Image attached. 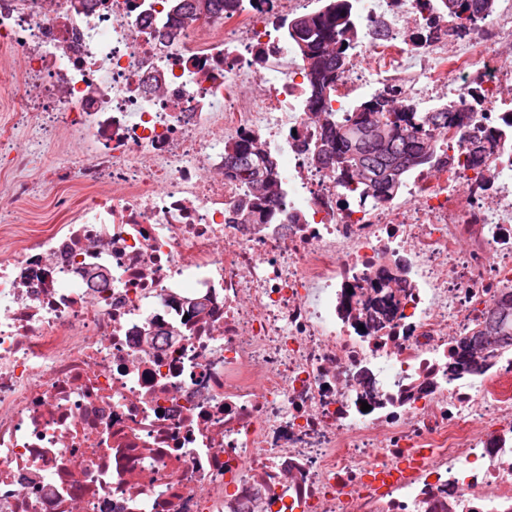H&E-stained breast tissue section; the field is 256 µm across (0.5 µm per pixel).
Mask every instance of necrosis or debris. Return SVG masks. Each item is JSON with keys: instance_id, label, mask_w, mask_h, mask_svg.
I'll use <instances>...</instances> for the list:
<instances>
[{"instance_id": "obj_1", "label": "necrosis or debris", "mask_w": 512, "mask_h": 512, "mask_svg": "<svg viewBox=\"0 0 512 512\" xmlns=\"http://www.w3.org/2000/svg\"><path fill=\"white\" fill-rule=\"evenodd\" d=\"M179 2L0 0L14 114L84 143L0 196V223L49 185L70 214L0 244V512H512V349L457 362L512 294V141L465 158L512 116V0L462 40L437 0H358L338 106L485 96L380 201L312 161L282 27L319 0ZM245 132L279 165L236 224ZM184 2L186 3L181 8L191 17L202 13L214 14L224 12V5L228 9L235 7L234 0H186Z\"/></svg>"}]
</instances>
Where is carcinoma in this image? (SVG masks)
Segmentation results:
<instances>
[{
    "label": "carcinoma",
    "instance_id": "cac0c4a2",
    "mask_svg": "<svg viewBox=\"0 0 512 512\" xmlns=\"http://www.w3.org/2000/svg\"><path fill=\"white\" fill-rule=\"evenodd\" d=\"M497 0H441L440 9L448 18V31L459 38L467 36L477 24L491 20ZM235 7V0H186L182 8L193 17L214 14ZM288 41L306 70L307 103L324 113L320 147L331 153L328 166L341 175L346 186L354 187L363 199L383 200L405 188L408 178L419 169L433 164L430 132L463 121L465 110L482 103L475 90L469 107L448 99L427 112H420L399 98L392 90L381 91L356 103L350 112L334 110L330 102L336 82L350 63L352 47L359 31L352 0H324L315 14H303L284 26ZM512 137V129L490 130L469 143V156L475 162L498 149L503 136ZM230 170L245 186L250 209L239 212V221L250 224L254 210L271 202L275 160L257 146L252 138H243L224 146ZM481 336H495L500 344L512 346V314L489 316Z\"/></svg>",
    "mask_w": 512,
    "mask_h": 512
}]
</instances>
